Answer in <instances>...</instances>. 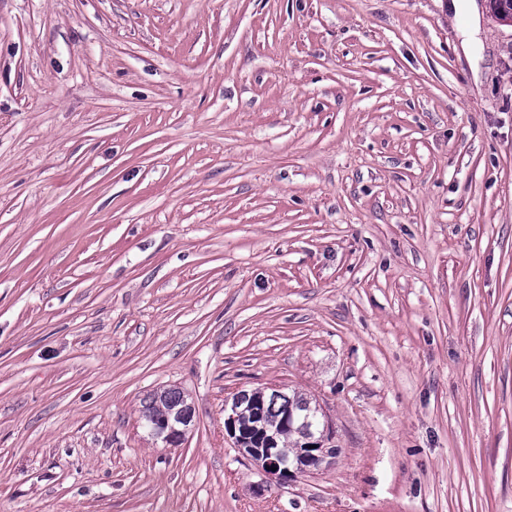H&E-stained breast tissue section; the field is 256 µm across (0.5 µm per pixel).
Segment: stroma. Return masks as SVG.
<instances>
[{"label":"stroma","instance_id":"stroma-1","mask_svg":"<svg viewBox=\"0 0 512 512\" xmlns=\"http://www.w3.org/2000/svg\"><path fill=\"white\" fill-rule=\"evenodd\" d=\"M448 3L0 0V512H512V26ZM266 386L338 454L261 492ZM182 394L179 390L169 389L148 397V402L144 406L146 421L152 425L156 420H159L170 408L179 403ZM194 425L195 406L183 397L179 407L172 409L170 414L154 424L152 433L166 445H176L184 440L186 433Z\"/></svg>","mask_w":512,"mask_h":512}]
</instances>
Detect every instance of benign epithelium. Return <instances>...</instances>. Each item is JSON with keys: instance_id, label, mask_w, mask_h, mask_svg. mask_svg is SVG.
Masks as SVG:
<instances>
[{"instance_id": "1", "label": "benign epithelium", "mask_w": 512, "mask_h": 512, "mask_svg": "<svg viewBox=\"0 0 512 512\" xmlns=\"http://www.w3.org/2000/svg\"><path fill=\"white\" fill-rule=\"evenodd\" d=\"M490 13L500 21L512 24V8L507 0H487ZM265 391L242 393L232 401H224L229 407L224 417V430L233 440L234 448L260 467L266 479L277 485L288 484L312 468L329 464L336 457L332 445L333 428L328 415L319 402L308 400L307 414L317 419L316 427L307 426L308 418H300L289 410L279 427L271 429L264 423ZM299 425L304 443L296 448H281L278 444L280 429ZM195 425V406L182 399L181 405L154 424L152 433L167 445L184 440Z\"/></svg>"}]
</instances>
